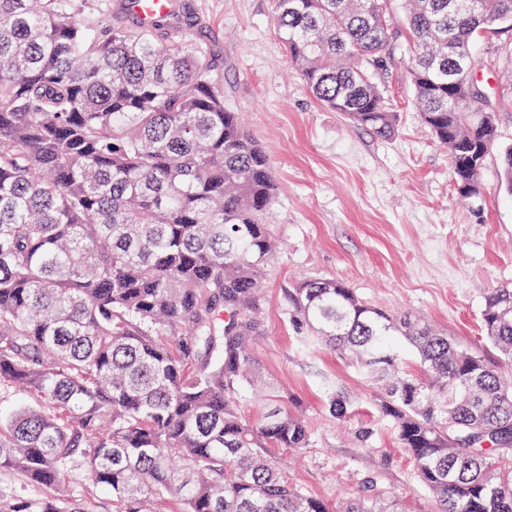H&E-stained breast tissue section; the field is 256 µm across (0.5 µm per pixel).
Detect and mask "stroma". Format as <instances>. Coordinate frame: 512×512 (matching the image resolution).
I'll return each mask as SVG.
<instances>
[{
  "label": "stroma",
  "mask_w": 512,
  "mask_h": 512,
  "mask_svg": "<svg viewBox=\"0 0 512 512\" xmlns=\"http://www.w3.org/2000/svg\"><path fill=\"white\" fill-rule=\"evenodd\" d=\"M199 25L190 36L215 58L224 107L239 113L267 153L277 195L264 220L283 248L264 283V330L257 357L267 379L307 418L310 447L283 452L286 473L304 493L334 503L366 478L403 512H433L434 497L379 418L376 385L323 347L301 345L289 319L291 287L314 279L346 283L365 300L432 326L458 348L494 363L479 314L495 288H512V194L499 157L512 146V93L497 70L479 73L500 99L499 136L481 173V191L460 199L447 152L412 105L400 41L383 80L398 127L377 139L321 105L291 68L276 31L275 0H191ZM352 401L329 414L325 384ZM372 424L368 443L354 437Z\"/></svg>",
  "instance_id": "1"
}]
</instances>
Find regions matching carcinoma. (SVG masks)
<instances>
[{
	"label": "carcinoma",
	"mask_w": 512,
	"mask_h": 512,
	"mask_svg": "<svg viewBox=\"0 0 512 512\" xmlns=\"http://www.w3.org/2000/svg\"><path fill=\"white\" fill-rule=\"evenodd\" d=\"M404 0L413 102L448 150L461 197L480 194L499 109L475 67L512 73V0ZM390 0H277L292 66L314 97L379 138L397 113L379 79ZM183 4L134 33L103 0H0V388L30 402L0 423V469L47 490L0 491V512H393L363 483L337 505L288 480L274 448L311 427L263 379L261 293L278 250L264 215L270 159L224 111L215 59ZM500 169L512 194V146ZM290 321L380 385L377 412L435 498V512H512V374L398 319L334 279L289 294ZM481 332L512 364V289L495 288ZM264 385L254 420L244 386ZM329 413L349 403L326 387ZM77 480L81 493L56 490Z\"/></svg>",
	"instance_id": "1"
}]
</instances>
